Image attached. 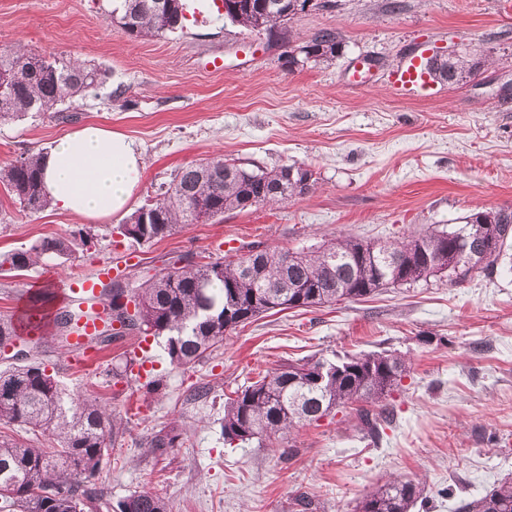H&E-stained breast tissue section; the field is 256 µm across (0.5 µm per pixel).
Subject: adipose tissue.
<instances>
[{"label": "adipose tissue", "instance_id": "ef3b65f1", "mask_svg": "<svg viewBox=\"0 0 512 512\" xmlns=\"http://www.w3.org/2000/svg\"><path fill=\"white\" fill-rule=\"evenodd\" d=\"M40 164L53 206L93 222L130 211L145 158L125 134L84 124L42 154Z\"/></svg>", "mask_w": 512, "mask_h": 512}]
</instances>
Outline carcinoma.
<instances>
[{"label": "carcinoma", "instance_id": "1", "mask_svg": "<svg viewBox=\"0 0 512 512\" xmlns=\"http://www.w3.org/2000/svg\"><path fill=\"white\" fill-rule=\"evenodd\" d=\"M117 0L110 19L131 38H160L184 27L182 0ZM287 0H237L228 20L268 35L291 19ZM341 45L335 31L322 29L288 51V64L331 61ZM486 58L461 52L452 59L426 61L432 78L450 85L485 66ZM97 67L48 57L34 49L12 46L0 50V122L31 112H58L77 96L103 83ZM40 154L21 157L0 168V183L30 213L49 205L38 164ZM284 166L249 168L212 158L179 171L168 188L135 210L121 234L136 243L168 237L190 224L224 217L227 210L285 202L308 193L315 185L312 170L298 167L290 178ZM78 232L46 239L28 248L0 252V272H24L45 257L67 259ZM486 249L477 272L493 274L512 249V212H473L463 223L374 243L351 236L288 252V266L279 248L226 261L219 257L180 266L173 262L136 286L115 279L103 286L104 305L119 296L124 308L112 320L127 329L165 337V350L175 367L200 361L224 342V335L275 309H308L369 298L388 288L411 287L438 274L462 282L472 272L462 264L473 248ZM71 310L56 311L58 338L72 329ZM408 371L405 356L392 351L345 354L336 361L311 358L281 365L256 382L235 391L224 403V443H274L297 427L311 424L338 407L365 402L377 409L360 411L364 438L381 439L379 425L391 422L388 394ZM0 425L13 426L34 437L52 439L38 448L0 435V501L12 512H73V505L92 498L85 482L99 470L106 438L117 433L111 414L95 398L71 396L37 361L0 370ZM181 433L160 429L147 445L171 448ZM420 481L391 477L366 493L356 512H413L425 499ZM118 512H168L166 499L155 491L135 492L117 504ZM458 512H512V479L493 485L478 498L464 499Z\"/></svg>", "mask_w": 512, "mask_h": 512}]
</instances>
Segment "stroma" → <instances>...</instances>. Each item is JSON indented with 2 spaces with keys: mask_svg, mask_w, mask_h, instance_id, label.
<instances>
[{
  "mask_svg": "<svg viewBox=\"0 0 512 512\" xmlns=\"http://www.w3.org/2000/svg\"><path fill=\"white\" fill-rule=\"evenodd\" d=\"M182 29L132 39L107 16L110 0H0V47L76 57L105 72L67 113L0 123V166L42 152L87 122L119 130L145 157L133 201L168 187L177 171L216 156L252 168L312 169L311 191L275 206L225 212L151 243L123 237L120 218L83 222L53 207L29 213L0 185V250L84 229L68 260L0 274V318L16 319L38 287L86 276L104 262L136 280L168 261L235 258L253 245L297 249L350 235L393 240L460 223L475 211H512V0H334L281 25L277 42L218 13L215 0H186ZM336 31L329 62L288 63L290 47ZM485 66L429 96H405L392 76L409 56L461 46ZM222 69H214V59ZM0 348L41 362L72 394H90L121 423L91 483L93 512H113L129 494L157 488L170 512H354L392 476L422 480L415 512H456L512 477V268L459 283L432 277L364 301L271 311L230 332L185 367L170 364L161 338L128 331L73 356L51 334H19ZM391 350L410 370L386 400L394 415L379 443L363 438L355 407L298 428L273 448L227 445L224 401L266 370L310 355ZM127 376L116 379L115 368ZM160 381L146 394V378ZM207 385L198 399L195 389ZM178 426L182 438L146 442ZM307 498L308 510L298 501Z\"/></svg>",
  "mask_w": 512,
  "mask_h": 512,
  "instance_id": "obj_1",
  "label": "stroma"
}]
</instances>
